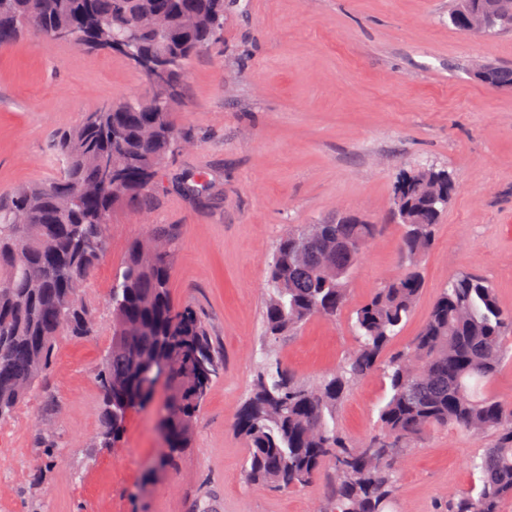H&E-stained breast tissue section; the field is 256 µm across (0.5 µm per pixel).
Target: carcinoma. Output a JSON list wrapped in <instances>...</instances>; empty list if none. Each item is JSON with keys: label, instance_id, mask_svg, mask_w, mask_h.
<instances>
[{"label": "carcinoma", "instance_id": "carcinoma-1", "mask_svg": "<svg viewBox=\"0 0 512 512\" xmlns=\"http://www.w3.org/2000/svg\"><path fill=\"white\" fill-rule=\"evenodd\" d=\"M473 8L493 17L489 33L512 30V0H455L449 19ZM169 17L158 35L150 19ZM73 29L87 48L112 52L124 43L141 55L169 58L170 80L181 87L186 66L224 40V0H0V44L23 33ZM512 87V69L477 76ZM182 94L103 105L61 132L52 151L60 173L40 185L20 186L0 198V421L39 386L59 337L90 334L96 316L72 288L85 281L105 253L109 214L128 199L149 203L157 177L178 138L172 112ZM103 157L123 171V182L93 196L80 188L99 183ZM448 171H403L396 180L393 219L403 226L398 253L404 272L378 288L355 311L357 347L335 372L315 382L297 380L269 351L256 363L250 397L235 423L248 445V482L272 490L305 487L324 467L332 470L334 512H386L404 453L424 435L452 425L492 435L474 460L480 487L448 499L443 512H502L512 500V406L487 387L512 355V312L475 273L451 276L408 346L383 353L411 315L424 287L419 259L434 241L455 193ZM26 211L28 224L14 223ZM290 229L268 265L263 308L271 340L298 330L314 316L334 319L346 307L353 250L370 244L378 225L321 224ZM176 235L155 226L131 242L112 278V346L96 369L103 396L102 439L120 441L128 413L149 404L155 376L164 371L168 446L162 470L190 447L194 423L224 355L197 313L178 308L170 294ZM383 368L390 394L379 408L380 432L354 446L336 428V406L351 385Z\"/></svg>", "mask_w": 512, "mask_h": 512}]
</instances>
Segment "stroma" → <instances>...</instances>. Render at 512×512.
I'll return each mask as SVG.
<instances>
[{
    "label": "stroma",
    "instance_id": "1",
    "mask_svg": "<svg viewBox=\"0 0 512 512\" xmlns=\"http://www.w3.org/2000/svg\"><path fill=\"white\" fill-rule=\"evenodd\" d=\"M451 0H224V41L195 58L172 114L179 142L151 187L152 205L110 215L104 256L83 292L90 336H63L43 388L0 423V512H326L330 471L276 492L244 477L235 430L255 364L270 351L298 378L336 371L355 350L356 309L400 267L390 219L402 171L444 168L456 191L420 263L425 286L388 353L418 332L450 275L476 272L512 311V89L472 64L512 67V32L466 36ZM119 55L48 37L0 45V196L50 180L48 144L103 104L145 95ZM349 212L378 225L340 316L264 335L267 263L289 228ZM176 234L171 296L197 310L224 356L191 448L153 473L164 448V393L129 412L122 439H100L95 369L112 343L109 295L129 244L154 225ZM388 381L375 371L347 391L336 425L352 442L378 429ZM491 441L448 427L404 455L389 512H439L479 487L471 461Z\"/></svg>",
    "mask_w": 512,
    "mask_h": 512
}]
</instances>
